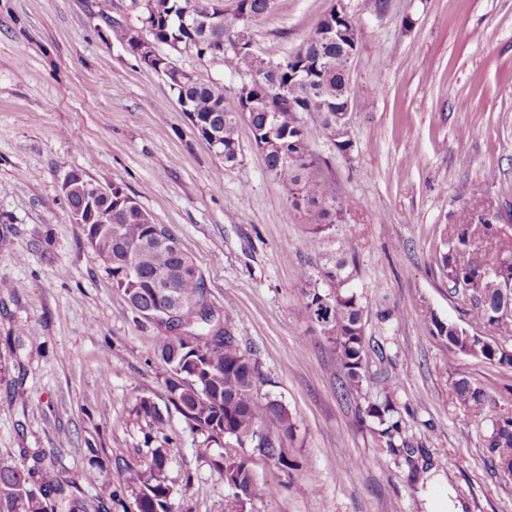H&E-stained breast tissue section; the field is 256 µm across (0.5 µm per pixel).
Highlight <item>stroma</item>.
Returning a JSON list of instances; mask_svg holds the SVG:
<instances>
[{
  "instance_id": "stroma-1",
  "label": "stroma",
  "mask_w": 512,
  "mask_h": 512,
  "mask_svg": "<svg viewBox=\"0 0 512 512\" xmlns=\"http://www.w3.org/2000/svg\"><path fill=\"white\" fill-rule=\"evenodd\" d=\"M334 2L274 0L251 25L256 50L291 54ZM345 3L362 31L349 69L355 150L344 159L317 133L310 148L317 176L357 207L319 233L267 173L247 124L239 163L225 166L164 77L113 33L114 21L138 27L141 0H111L106 18L98 0H0V464L42 451L92 510L101 488L87 475L102 470L108 512H135L124 468L161 445L171 512H224V478L195 452L202 434L168 401L159 329L113 288L70 216L60 184L76 170L167 226L257 360L259 402L287 407L285 447L300 467L253 457L248 512H428L445 497L462 512H512V477L484 445L493 420L512 416V366L452 352L425 325L434 316L501 339L470 322L435 253L460 209H512V0H387L380 14ZM176 61L235 105L240 75L192 53ZM339 248L355 259L363 306L358 401L341 395L335 346L299 312V270ZM460 378L494 400L488 418L451 399ZM388 395L407 447L381 446L362 419ZM143 397L163 424L137 415Z\"/></svg>"
}]
</instances>
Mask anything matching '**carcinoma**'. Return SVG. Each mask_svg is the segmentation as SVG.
I'll return each mask as SVG.
<instances>
[{"mask_svg":"<svg viewBox=\"0 0 512 512\" xmlns=\"http://www.w3.org/2000/svg\"><path fill=\"white\" fill-rule=\"evenodd\" d=\"M150 14L152 30L148 37L160 44L190 43L196 55L204 48L224 45V68L235 73L253 70L247 100H255L247 112H234L224 106V89L198 80L168 77L169 87L188 108L212 129L222 132L219 151L224 164L238 161L237 128L242 122L252 131L256 147L264 156L266 168L295 209L305 204L318 208L317 230L322 232L345 220L356 202L336 203L326 184L311 175L319 158L310 149V134L302 123V114L320 115L321 134L336 152L350 160L354 144L350 137L336 136V108L350 93L347 55L360 43L361 30L353 17L331 7L316 29L299 49L276 62L253 54L250 24L267 14L272 0H224V10L209 27L185 25L183 16L198 10L200 0H153ZM288 87V97L277 90ZM139 203L121 187L112 192L114 230L100 237L92 246L112 277V287L120 290L129 304L148 322L165 328L158 352L168 366L165 385L169 402L188 421L192 429L206 435L205 442L231 437L239 444L249 443L255 430L263 432L266 448L259 455L273 461L284 471L298 468L288 458L284 442L293 436L294 424L288 409L270 400L266 411L274 428L263 426V416L256 401V387L261 379L258 364L231 336V325H213L202 277L183 250L163 249L146 241L151 226L143 223ZM512 258V224H486L477 211H465L445 233L436 256L451 288L464 282L479 299L469 310L472 322L486 324L505 336L512 335V318L496 323L498 309L512 300L502 279L488 274L497 256ZM187 273L174 283L178 324L157 319L162 302L150 283L157 273L167 270ZM303 284L300 312L308 318L320 317L324 304L332 305L331 320L320 326L323 335L336 346L345 381L344 395L361 397L367 349L362 323L361 300L351 289L350 261L342 249H336L332 264H324L313 278L307 270L299 272ZM431 333L448 339V348L456 353L481 357L500 365L512 366V349L504 351L471 341L466 329L455 322L445 323L432 316L426 320ZM200 341L199 352L184 348L181 332ZM450 392L457 403L473 417L486 415L490 399L461 378L453 381ZM390 397L367 406V414L378 422L379 441L396 447L401 435V418ZM495 465L512 464V435L492 431L486 439ZM30 464L0 466V512H87V504L78 497L62 472L46 465L38 452L28 453ZM169 452L159 446L150 456L124 469V486L135 496L137 512H170L171 487L168 483ZM224 475L229 488L224 512H246V494L253 487L254 472L250 458L212 460Z\"/></svg>","mask_w":512,"mask_h":512,"instance_id":"obj_1","label":"carcinoma"}]
</instances>
